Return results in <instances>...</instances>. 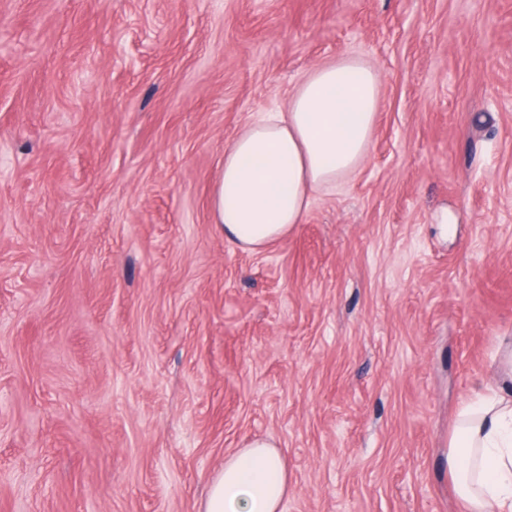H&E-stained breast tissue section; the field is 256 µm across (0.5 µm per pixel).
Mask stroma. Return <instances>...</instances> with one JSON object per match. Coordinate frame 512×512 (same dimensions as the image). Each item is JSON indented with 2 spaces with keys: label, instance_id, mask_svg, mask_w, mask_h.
Returning a JSON list of instances; mask_svg holds the SVG:
<instances>
[{
  "label": "stroma",
  "instance_id": "35a3bbf8",
  "mask_svg": "<svg viewBox=\"0 0 512 512\" xmlns=\"http://www.w3.org/2000/svg\"><path fill=\"white\" fill-rule=\"evenodd\" d=\"M363 163L251 252L224 150L317 65ZM512 337V0H0V512H197L253 439L282 512H464Z\"/></svg>",
  "mask_w": 512,
  "mask_h": 512
}]
</instances>
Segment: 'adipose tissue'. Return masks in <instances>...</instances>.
<instances>
[{"instance_id":"1","label":"adipose tissue","mask_w":512,"mask_h":512,"mask_svg":"<svg viewBox=\"0 0 512 512\" xmlns=\"http://www.w3.org/2000/svg\"><path fill=\"white\" fill-rule=\"evenodd\" d=\"M379 77L344 57L312 69L285 111L245 127L224 151L211 217L225 237L258 251L303 223L312 197L357 169L371 140ZM501 376L460 412L448 473L465 512H512V347ZM291 487L274 442L253 440L224 461L201 512H281Z\"/></svg>"}]
</instances>
